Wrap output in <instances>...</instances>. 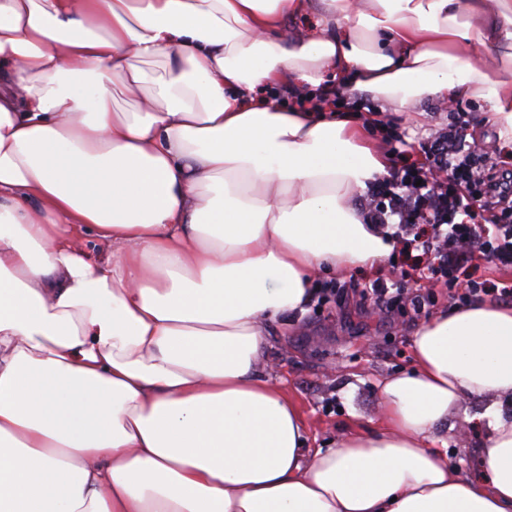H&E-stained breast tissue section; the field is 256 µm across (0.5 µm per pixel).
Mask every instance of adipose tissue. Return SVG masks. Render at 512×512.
Returning <instances> with one entry per match:
<instances>
[{
  "label": "adipose tissue",
  "mask_w": 512,
  "mask_h": 512,
  "mask_svg": "<svg viewBox=\"0 0 512 512\" xmlns=\"http://www.w3.org/2000/svg\"><path fill=\"white\" fill-rule=\"evenodd\" d=\"M329 79L512 135V0H0V512H512V305L421 323L382 429L334 448L265 374L320 272L393 249L358 200L392 168L375 120L256 97ZM467 397L463 476L437 433Z\"/></svg>",
  "instance_id": "obj_1"
}]
</instances>
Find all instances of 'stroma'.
<instances>
[{
	"instance_id": "obj_1",
	"label": "stroma",
	"mask_w": 512,
	"mask_h": 512,
	"mask_svg": "<svg viewBox=\"0 0 512 512\" xmlns=\"http://www.w3.org/2000/svg\"><path fill=\"white\" fill-rule=\"evenodd\" d=\"M456 120L447 104L436 99L420 102L410 112L384 114L388 139L403 141L392 156L394 169L428 165L431 140ZM375 279L404 285L391 256L375 269L343 277L324 274L316 280L320 291L308 312L291 318L288 326L269 327L268 375L300 407L312 447H333L351 428L365 434L376 429L380 380L408 370L414 330L457 304L446 280L439 278L417 302L378 306L361 293ZM485 407L484 400H464L440 432L450 462L465 475L475 472L477 452L488 436L471 423Z\"/></svg>"
}]
</instances>
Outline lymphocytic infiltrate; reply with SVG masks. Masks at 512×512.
I'll return each instance as SVG.
<instances>
[{"label": "lymphocytic infiltrate", "instance_id": "obj_1", "mask_svg": "<svg viewBox=\"0 0 512 512\" xmlns=\"http://www.w3.org/2000/svg\"><path fill=\"white\" fill-rule=\"evenodd\" d=\"M464 130L458 122L435 138L428 167L404 168L375 182L366 217L373 224H395L392 238L404 250L434 254L435 263L416 275L418 287L428 288L437 272L449 286H463L464 297L511 298V280L460 281L462 269L476 257L512 267V186L490 167L489 147L476 144L460 153ZM420 224L431 228L427 240L414 235Z\"/></svg>", "mask_w": 512, "mask_h": 512}]
</instances>
